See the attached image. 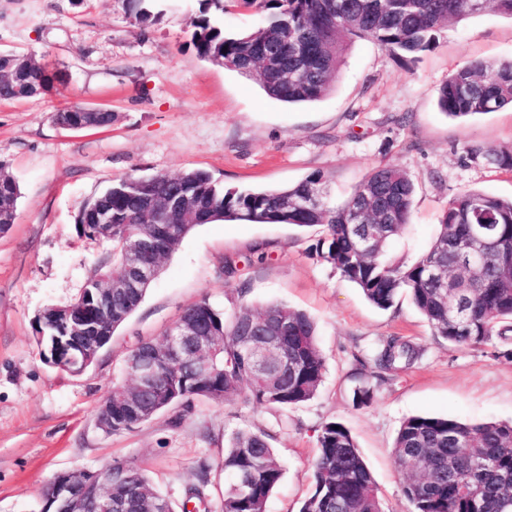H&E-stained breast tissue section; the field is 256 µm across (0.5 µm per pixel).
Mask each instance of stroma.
Returning <instances> with one entry per match:
<instances>
[{
  "label": "stroma",
  "mask_w": 512,
  "mask_h": 512,
  "mask_svg": "<svg viewBox=\"0 0 512 512\" xmlns=\"http://www.w3.org/2000/svg\"><path fill=\"white\" fill-rule=\"evenodd\" d=\"M144 26L124 0H0V50L32 54L65 75L62 85L0 102V163L20 186L17 216L0 233V512H41L57 474L115 460L142 468L183 512L199 464L210 466L207 503L219 512L221 464L230 434H268L284 476L266 512H299L311 490L317 434L342 422L372 470L384 512H409L392 446L412 415L468 423L512 422V361L499 337L474 346L433 333L408 296L386 310L317 258L319 228L224 220L195 226L164 260L139 307L81 374L44 363L38 316L69 302L112 248L78 232L90 198L127 175L202 170L227 188L294 185L322 176L324 198L341 206L375 166L407 172L416 192L408 230L388 249L412 262L431 244L451 197L465 190L512 198V173L468 161L464 149L512 148V109L452 119L437 90L475 60H512V19L488 11L439 28L428 51L402 60L355 38L334 90L305 105L268 98L237 71L200 58L191 21L202 0H153ZM106 107V129L70 130L54 120L68 107ZM208 301L225 314L242 305L284 302L310 315L325 361L313 399L288 409L198 402L171 407L129 431L108 433L97 413L113 385L127 381L125 359L139 342H163L182 311ZM392 336L422 351L409 369L382 374L368 352ZM373 388L356 406L353 389Z\"/></svg>",
  "instance_id": "1"
}]
</instances>
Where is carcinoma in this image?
I'll return each instance as SVG.
<instances>
[{"label": "carcinoma", "instance_id": "obj_1", "mask_svg": "<svg viewBox=\"0 0 512 512\" xmlns=\"http://www.w3.org/2000/svg\"><path fill=\"white\" fill-rule=\"evenodd\" d=\"M202 15L191 21L192 45L209 61L224 65L256 81L276 101L312 103L334 87L342 56L354 37L369 38L400 57L430 49L439 27L491 9L512 19V0H243L258 7L263 26L226 36L211 24L209 10L224 11V0H204ZM135 19L147 25L152 14L146 0H128ZM315 30L321 40L308 48L314 58L300 63L289 50L300 32ZM0 70L8 80L0 84L1 100H17L15 87H31L30 95L47 92L62 82L59 72L46 73L22 55L0 56ZM440 110L453 119L470 118L512 106V62L473 61L456 69L437 91ZM61 124L86 122L112 126V112L66 109L55 114ZM466 158L490 168L512 172L511 150L465 149ZM156 195L179 192L202 206L209 222L238 220L255 224H289L301 228L323 227L315 254L343 278L359 288L373 306L386 310L406 292L433 332L457 345H480L491 337L512 335V200L476 190L459 193L448 201L430 247L408 265L391 261L390 243L410 224L415 186L407 173L394 165L377 166L340 207L325 202L309 210L285 208V198H302L320 190L322 175L312 173L299 183L258 190L224 189L204 171L177 176L159 173L149 177ZM19 185L0 163V205L5 207ZM141 177L129 175L88 200L79 212V232L99 239L98 216L112 214V273L124 270L123 245L144 228L140 203ZM377 224L380 231L369 249L354 243L356 217ZM477 224L495 226L497 244L484 263L472 270L458 260L455 246L471 242ZM201 316L218 324L222 339L207 357L209 374L193 378L172 359L157 367L154 387L142 415L149 418L167 408H190L196 401L221 403L237 394L244 402L282 410L310 401L322 384L323 355L316 340V325L305 312L285 303L255 308L243 305L231 316L203 299L184 310L183 317ZM278 333L282 375L262 367L243 348L242 338L259 323ZM163 345L144 341L125 359L128 377L135 374L142 354ZM420 350L399 337L390 338L375 354L376 365L392 370L413 364ZM127 385H115L112 428L118 432L142 424L127 412L122 401ZM318 456L313 467L310 494L299 512H383L372 472L356 442L342 423L329 421L318 435ZM393 458L407 476L402 492L411 512H512V423H466L450 417L413 415L398 429ZM224 494L221 512H266L272 492L284 470L267 435L248 429L234 431L224 448ZM112 474L113 498L124 512H147L150 503L168 500L138 467L114 460L100 469ZM210 468L201 464L198 485L188 499L204 502Z\"/></svg>", "mask_w": 512, "mask_h": 512}]
</instances>
